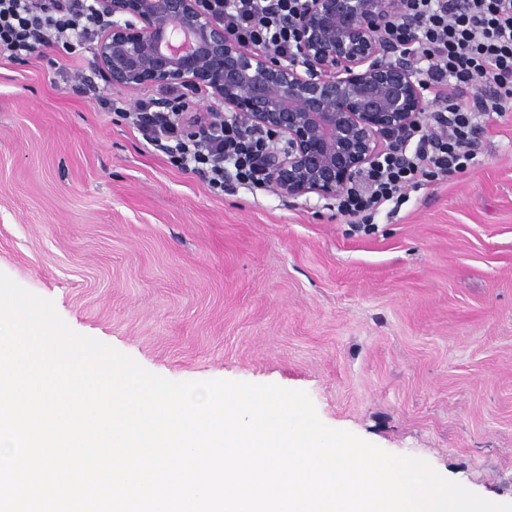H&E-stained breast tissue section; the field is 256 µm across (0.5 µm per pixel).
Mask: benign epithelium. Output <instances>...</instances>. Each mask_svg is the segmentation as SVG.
I'll use <instances>...</instances> for the list:
<instances>
[{"mask_svg": "<svg viewBox=\"0 0 512 512\" xmlns=\"http://www.w3.org/2000/svg\"><path fill=\"white\" fill-rule=\"evenodd\" d=\"M208 0H96L111 19L95 49L112 85L204 88L240 124L284 142L266 160L286 197L336 199L429 110L412 66L390 60L395 0H306L298 62L250 50Z\"/></svg>", "mask_w": 512, "mask_h": 512, "instance_id": "benign-epithelium-1", "label": "benign epithelium"}]
</instances>
